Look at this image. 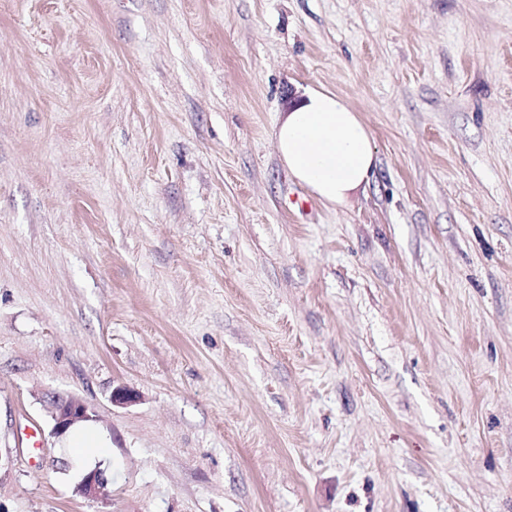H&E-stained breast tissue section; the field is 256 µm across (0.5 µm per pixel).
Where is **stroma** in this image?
<instances>
[{
  "instance_id": "obj_1",
  "label": "stroma",
  "mask_w": 512,
  "mask_h": 512,
  "mask_svg": "<svg viewBox=\"0 0 512 512\" xmlns=\"http://www.w3.org/2000/svg\"><path fill=\"white\" fill-rule=\"evenodd\" d=\"M0 512H512V0H0ZM274 137L292 178L333 206L365 189L377 166L368 127L332 92H310L300 105L285 112ZM95 413L86 401L76 396L62 397L52 403L53 434L62 435L71 425L84 421L73 425L65 434L67 438L65 448H84L76 452L80 460L100 457L107 448L104 433L93 422L97 420ZM103 472L94 469L87 472L76 486V492L88 500H102L106 497L105 487L107 481L103 477Z\"/></svg>"
}]
</instances>
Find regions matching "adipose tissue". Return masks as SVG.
Listing matches in <instances>:
<instances>
[{
	"label": "adipose tissue",
	"mask_w": 512,
	"mask_h": 512,
	"mask_svg": "<svg viewBox=\"0 0 512 512\" xmlns=\"http://www.w3.org/2000/svg\"><path fill=\"white\" fill-rule=\"evenodd\" d=\"M274 137L292 178L333 206L365 188L377 166L368 127L345 100L328 91H312L286 112Z\"/></svg>",
	"instance_id": "1"
}]
</instances>
